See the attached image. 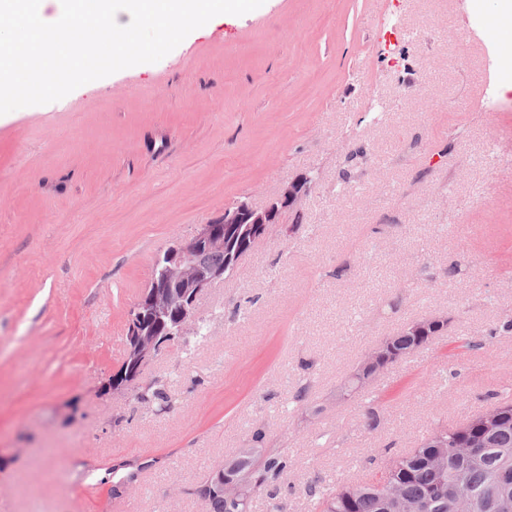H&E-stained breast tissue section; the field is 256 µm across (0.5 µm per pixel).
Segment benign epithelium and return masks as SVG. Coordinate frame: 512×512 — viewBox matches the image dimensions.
Returning a JSON list of instances; mask_svg holds the SVG:
<instances>
[{
  "instance_id": "obj_1",
  "label": "benign epithelium",
  "mask_w": 512,
  "mask_h": 512,
  "mask_svg": "<svg viewBox=\"0 0 512 512\" xmlns=\"http://www.w3.org/2000/svg\"><path fill=\"white\" fill-rule=\"evenodd\" d=\"M315 178L301 174L284 185L266 205L257 207L240 201L227 207L217 218L198 225L194 234L169 246L157 257L160 273L138 297L129 312L130 344L119 368L104 382L102 390L125 389L138 378L142 368L157 358L176 339L199 333L197 300L207 288L232 273L246 249L282 228L285 214L301 215ZM211 253L224 254V264L202 267ZM448 312L438 310L408 324L416 336L431 327H448ZM385 346L371 348L338 392L343 399L351 380L360 376L364 385L372 383L388 367Z\"/></svg>"
}]
</instances>
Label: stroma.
<instances>
[{
	"label": "stroma",
	"mask_w": 512,
	"mask_h": 512,
	"mask_svg": "<svg viewBox=\"0 0 512 512\" xmlns=\"http://www.w3.org/2000/svg\"><path fill=\"white\" fill-rule=\"evenodd\" d=\"M497 0H265L234 23L64 98L0 115V512H205L207 474L250 447L288 458L252 512H313L512 400V110L493 112ZM316 172L276 231L198 299L203 335L129 389V311L157 254L240 199ZM451 323L368 388L369 349ZM161 382L168 412L139 392ZM377 424L367 427V411Z\"/></svg>",
	"instance_id": "obj_1"
}]
</instances>
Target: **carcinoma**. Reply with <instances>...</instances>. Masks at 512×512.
<instances>
[{"label": "carcinoma", "mask_w": 512, "mask_h": 512, "mask_svg": "<svg viewBox=\"0 0 512 512\" xmlns=\"http://www.w3.org/2000/svg\"><path fill=\"white\" fill-rule=\"evenodd\" d=\"M435 335L388 337L386 353L399 360L428 346ZM500 418L482 429L481 417L465 430L442 427L441 447L424 438L371 479L355 486L332 485L317 496L316 512H512V402L490 404ZM484 439L485 447L468 452L463 445ZM288 458L276 448H241L224 464V482L245 478L249 493L233 497L217 485L209 491L208 512H251L254 498L278 486Z\"/></svg>", "instance_id": "obj_1"}]
</instances>
